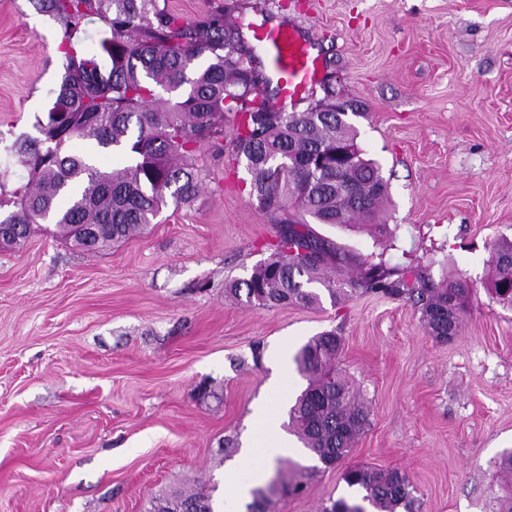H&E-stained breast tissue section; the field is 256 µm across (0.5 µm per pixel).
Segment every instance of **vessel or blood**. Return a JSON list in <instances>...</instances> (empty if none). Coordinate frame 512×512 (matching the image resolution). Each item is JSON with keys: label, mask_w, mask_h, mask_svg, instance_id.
I'll use <instances>...</instances> for the list:
<instances>
[{"label": "vessel or blood", "mask_w": 512, "mask_h": 512, "mask_svg": "<svg viewBox=\"0 0 512 512\" xmlns=\"http://www.w3.org/2000/svg\"><path fill=\"white\" fill-rule=\"evenodd\" d=\"M271 57L280 84L282 100L294 103L303 99L320 79L318 62L309 52V43L289 26L259 33Z\"/></svg>", "instance_id": "1"}]
</instances>
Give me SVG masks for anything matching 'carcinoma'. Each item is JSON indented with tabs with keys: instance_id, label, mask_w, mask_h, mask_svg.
Wrapping results in <instances>:
<instances>
[{
	"instance_id": "obj_1",
	"label": "carcinoma",
	"mask_w": 512,
	"mask_h": 512,
	"mask_svg": "<svg viewBox=\"0 0 512 512\" xmlns=\"http://www.w3.org/2000/svg\"><path fill=\"white\" fill-rule=\"evenodd\" d=\"M36 9L65 27V75L45 118H36L37 137L20 136L15 152L31 172L25 187L12 193L14 210L0 217L14 234L12 245L35 224L51 221L55 234L79 243L86 226H102L96 245L124 240L154 223L167 198L188 204L202 186L190 162L196 148L209 144L245 163L249 197L276 223L270 256L243 281L226 284L236 296L246 289L258 307L314 306L327 293L340 304L377 294L406 301L420 313L428 335L448 341L463 330L467 281H435L428 263L391 267L320 235L312 226L375 228L388 194L380 167L363 156L351 117L336 111V94L303 111L271 103L264 67L244 63L245 41L224 27V11L184 22L158 8L157 0H33ZM96 16L111 37L92 53L75 48L82 22ZM167 97H162L161 93ZM238 118L235 136L224 143V112ZM88 139L102 152L119 151L120 167L103 170L88 156L65 152L67 142ZM492 298L512 307V239L491 247ZM343 338L336 331L311 337L298 351V372L306 389L290 410L289 428L308 453L330 468L339 465L364 432L369 411L336 369ZM506 477L496 512H512V450L496 462ZM343 481L351 494L322 512H419L416 488L398 470L348 466ZM215 512L204 494L175 493L153 505V512Z\"/></svg>"
}]
</instances>
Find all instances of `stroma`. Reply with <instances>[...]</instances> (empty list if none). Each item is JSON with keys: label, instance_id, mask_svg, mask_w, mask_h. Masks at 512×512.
<instances>
[{"label": "stroma", "instance_id": "stroma-1", "mask_svg": "<svg viewBox=\"0 0 512 512\" xmlns=\"http://www.w3.org/2000/svg\"><path fill=\"white\" fill-rule=\"evenodd\" d=\"M192 21L220 8L308 38L320 76L356 104V143L389 184L383 233L317 225L361 255L405 266L434 255V279L466 278L465 328L441 344L409 303L357 296L259 308L226 296L268 257L275 228L244 166L209 145L203 188L145 233L87 251L34 225L0 248V512H150L176 490L224 501V471L258 402L312 336L344 339L338 367L370 410L347 465L398 468L421 512H491L495 461L512 450V308L490 294L491 244L512 238V0H158ZM64 27L31 0H0V191L30 179L5 148L35 135L64 74ZM260 361H253V347ZM232 438L234 448L224 446ZM278 512L344 496L341 468L310 469Z\"/></svg>", "mask_w": 512, "mask_h": 512}]
</instances>
